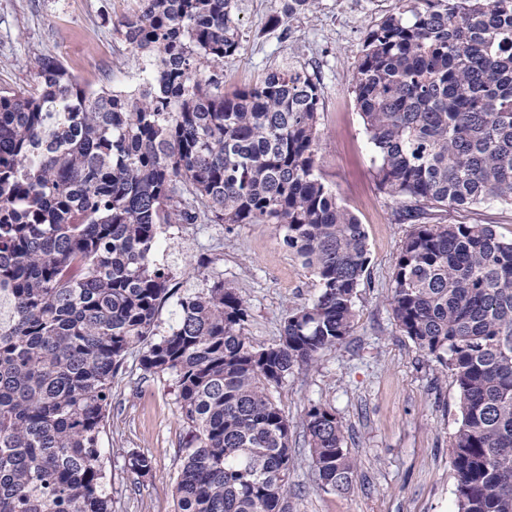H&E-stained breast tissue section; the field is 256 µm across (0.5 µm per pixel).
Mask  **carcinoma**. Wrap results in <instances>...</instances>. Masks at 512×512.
<instances>
[{
    "label": "carcinoma",
    "instance_id": "cac0c4a2",
    "mask_svg": "<svg viewBox=\"0 0 512 512\" xmlns=\"http://www.w3.org/2000/svg\"><path fill=\"white\" fill-rule=\"evenodd\" d=\"M366 31L353 91L394 220L412 224L387 298L448 368L455 512H512V240L445 213L512 206V0H398ZM236 0H140L120 22L148 64L133 93L93 92L55 57L0 91V512H112L101 435L127 353L168 375L186 427L176 512H284L292 425L271 396L351 336L363 224L318 173L319 82L288 66L224 93ZM174 224H274L319 288L255 347L235 289L177 300L156 263ZM303 426L317 485L346 493L342 422ZM126 467L145 477L149 456Z\"/></svg>",
    "mask_w": 512,
    "mask_h": 512
}]
</instances>
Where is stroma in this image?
Here are the masks:
<instances>
[{"label":"stroma","instance_id":"obj_1","mask_svg":"<svg viewBox=\"0 0 512 512\" xmlns=\"http://www.w3.org/2000/svg\"><path fill=\"white\" fill-rule=\"evenodd\" d=\"M0 0V89L33 82L31 62L50 55L92 90L124 88L140 72V59L119 38L120 21L137 0ZM398 0H316L313 11L286 14L284 0H238L240 48L224 64V90L254 85L292 64L315 74L323 108L316 165L325 182L363 224L370 263L357 290L354 330L325 350L317 364L298 370L273 398L292 425L295 467L288 476L285 512H454L451 442L459 415L453 375L419 351L397 327L386 303L393 262L406 224L394 223L391 202L379 191L372 150L355 100L352 76L366 29L395 12ZM454 224H491L512 239V207L449 211ZM155 255L177 288L201 287L185 276L187 262L208 260L209 276L223 279L250 304L245 334L254 346L278 343L288 308L310 303L318 288L273 224H176ZM172 378L147 375L131 351L112 384L101 449L112 480V512H175L173 486L186 434ZM335 410L345 444L357 463L344 494L313 481L306 410ZM151 457L139 477L124 466L128 451Z\"/></svg>","mask_w":512,"mask_h":512}]
</instances>
